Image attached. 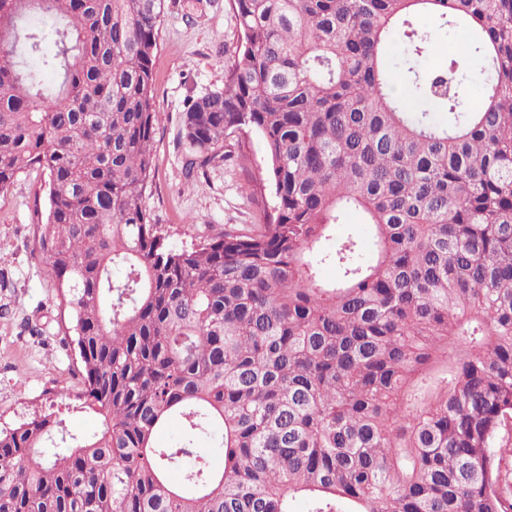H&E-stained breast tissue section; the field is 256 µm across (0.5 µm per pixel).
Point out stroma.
Instances as JSON below:
<instances>
[{
    "instance_id": "stroma-1",
    "label": "stroma",
    "mask_w": 512,
    "mask_h": 512,
    "mask_svg": "<svg viewBox=\"0 0 512 512\" xmlns=\"http://www.w3.org/2000/svg\"><path fill=\"white\" fill-rule=\"evenodd\" d=\"M424 23L442 49L423 57V70H441L463 58L470 72L481 70V61L466 56L462 30L440 27L431 16ZM239 43L229 0H166L154 68L155 176L144 204L177 249L229 226L243 229L262 221L264 202L252 192L265 167L258 138L226 139L222 158L195 180H188L184 169L185 104L223 87ZM47 191L44 174L26 171L0 193V429L51 414L63 418L72 433L91 435L100 431L101 418L76 398L81 385L72 373L75 354L65 334L69 312L33 253L35 209L45 206Z\"/></svg>"
}]
</instances>
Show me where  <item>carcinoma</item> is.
<instances>
[{"mask_svg": "<svg viewBox=\"0 0 512 512\" xmlns=\"http://www.w3.org/2000/svg\"><path fill=\"white\" fill-rule=\"evenodd\" d=\"M230 3L238 57L187 102L186 169L257 136L265 222L176 249L144 205L165 0H0V191L48 177L36 249L102 419L0 431V512H512V0ZM429 15L469 30L478 109L456 60L417 68ZM351 209L369 252L323 246Z\"/></svg>", "mask_w": 512, "mask_h": 512, "instance_id": "1", "label": "carcinoma"}]
</instances>
